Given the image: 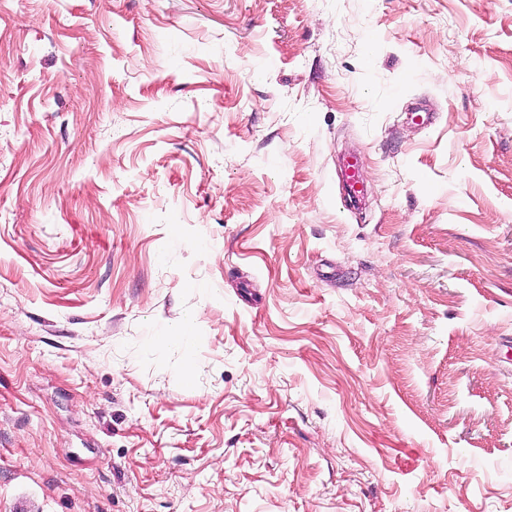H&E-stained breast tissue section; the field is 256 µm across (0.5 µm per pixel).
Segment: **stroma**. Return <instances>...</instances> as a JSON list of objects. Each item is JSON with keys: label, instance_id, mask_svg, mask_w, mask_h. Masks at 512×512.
Instances as JSON below:
<instances>
[{"label": "stroma", "instance_id": "stroma-1", "mask_svg": "<svg viewBox=\"0 0 512 512\" xmlns=\"http://www.w3.org/2000/svg\"><path fill=\"white\" fill-rule=\"evenodd\" d=\"M19 492L512 512V0H0ZM198 321L197 312H186L177 324L173 325L164 336L159 337V340L169 346L184 345L193 337Z\"/></svg>", "mask_w": 512, "mask_h": 512}]
</instances>
